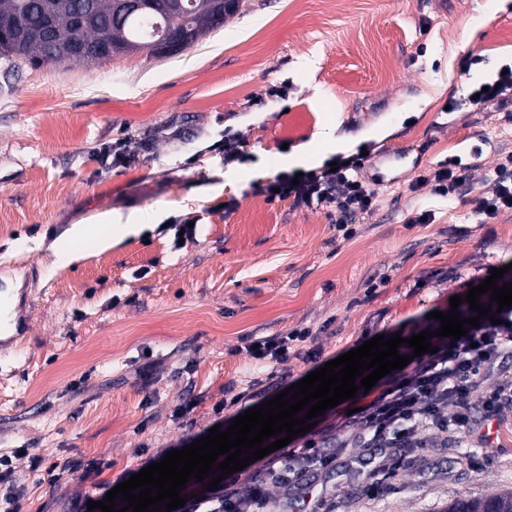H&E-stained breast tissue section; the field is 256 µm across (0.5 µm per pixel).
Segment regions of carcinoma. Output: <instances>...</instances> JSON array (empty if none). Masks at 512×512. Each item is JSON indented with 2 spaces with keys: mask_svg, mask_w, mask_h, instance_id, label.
Instances as JSON below:
<instances>
[{
  "mask_svg": "<svg viewBox=\"0 0 512 512\" xmlns=\"http://www.w3.org/2000/svg\"><path fill=\"white\" fill-rule=\"evenodd\" d=\"M164 7L152 23L128 13L121 0H0V75L24 66L57 70L77 63L96 67L121 55L141 53L174 30L188 28L193 43L239 15L245 0H181ZM52 19L47 40L37 37L42 19ZM442 512H512V491L486 497L459 496Z\"/></svg>",
  "mask_w": 512,
  "mask_h": 512,
  "instance_id": "1",
  "label": "carcinoma"
}]
</instances>
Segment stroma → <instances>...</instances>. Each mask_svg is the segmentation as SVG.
<instances>
[{
    "instance_id": "obj_1",
    "label": "stroma",
    "mask_w": 512,
    "mask_h": 512,
    "mask_svg": "<svg viewBox=\"0 0 512 512\" xmlns=\"http://www.w3.org/2000/svg\"><path fill=\"white\" fill-rule=\"evenodd\" d=\"M470 52L483 61L464 79ZM511 61L512 0H246L178 56L25 68L0 88V290L23 299L28 321L12 373L0 371V456L22 512L100 500L146 458L206 434L232 385L315 370L257 364L242 337L307 325L326 363L379 334L412 337L475 271L512 282V211L481 224L472 205L512 153V104L444 109ZM281 84L287 98L268 101ZM228 134L245 162L225 165ZM119 138L125 163L112 160ZM304 148L306 170L361 148L368 167L406 152L352 241L337 243L333 208L264 194ZM451 157L469 166L466 187L438 198L416 186ZM149 210L155 228L99 246L100 215ZM423 210L432 222L413 223ZM185 221L194 235L177 250L170 226ZM76 224L90 233L71 239ZM58 247L80 260L57 262ZM495 422L493 443L478 430L429 449L375 497L325 478L331 508L442 512L512 490V409ZM36 455L46 465L35 471Z\"/></svg>"
}]
</instances>
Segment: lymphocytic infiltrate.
Wrapping results in <instances>:
<instances>
[{
    "mask_svg": "<svg viewBox=\"0 0 512 512\" xmlns=\"http://www.w3.org/2000/svg\"><path fill=\"white\" fill-rule=\"evenodd\" d=\"M360 156H336L334 164L303 171L301 176L283 171L269 181L268 199H292L299 207L326 204L339 214L336 229L343 240L355 237L357 221L372 214L376 196L358 171ZM491 189L473 200L482 223L512 209V156L494 167ZM317 331L298 326L285 336H246L245 352L261 364H286L290 359L318 362L321 350ZM512 358V309L496 320L482 317L465 336L438 345L436 352L413 359L410 370L388 374L369 391H358L357 410L319 438L304 442L278 457H264L251 477L249 496H241L239 474L186 504L188 512H274L267 487L275 485L304 500L308 512H327L323 499H309L308 489L323 476L343 466L368 468L372 478L367 492L380 489L391 466H404L428 447L433 436L449 438L472 431L487 418L512 406V374L501 365ZM360 456H350V449Z\"/></svg>",
    "mask_w": 512,
    "mask_h": 512,
    "instance_id": "1",
    "label": "lymphocytic infiltrate"
}]
</instances>
